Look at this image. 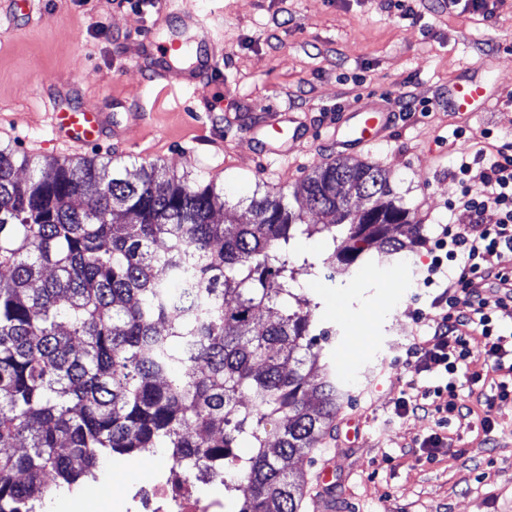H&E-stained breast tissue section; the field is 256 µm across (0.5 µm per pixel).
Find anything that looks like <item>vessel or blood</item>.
I'll use <instances>...</instances> for the list:
<instances>
[{
    "label": "vessel or blood",
    "instance_id": "1",
    "mask_svg": "<svg viewBox=\"0 0 512 512\" xmlns=\"http://www.w3.org/2000/svg\"><path fill=\"white\" fill-rule=\"evenodd\" d=\"M197 74L184 76L180 66L154 69L150 78L165 83L167 88L200 91L216 67V58L210 51L197 56ZM490 98L483 86L472 84L455 87L452 107L458 115L471 116L476 109H488ZM351 135L345 139L346 145L366 147L379 140L389 129L391 112L388 107L358 103L350 106ZM52 141L64 156L81 155L89 146L103 138L112 136V123L109 118L97 112L78 110H56L46 115Z\"/></svg>",
    "mask_w": 512,
    "mask_h": 512
}]
</instances>
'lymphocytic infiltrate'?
I'll return each mask as SVG.
<instances>
[{
	"label": "lymphocytic infiltrate",
	"mask_w": 512,
	"mask_h": 512,
	"mask_svg": "<svg viewBox=\"0 0 512 512\" xmlns=\"http://www.w3.org/2000/svg\"><path fill=\"white\" fill-rule=\"evenodd\" d=\"M474 171L479 174L475 180L470 177ZM454 175L461 184L457 205L473 221L441 225L426 241L431 262L425 281L439 283L431 305L443 314L410 350L418 372L438 370L436 384L424 387L421 396L435 398V412L450 418L465 407L461 390L483 379L469 369L468 339L475 333L485 339V355L499 374L494 399L512 398V365L505 363L512 357V330L503 324L512 318V289L505 285L512 275V142L461 156ZM454 260L459 267L452 274L448 264Z\"/></svg>",
	"instance_id": "1"
}]
</instances>
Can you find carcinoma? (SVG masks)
Returning a JSON list of instances; mask_svg holds the SVG:
<instances>
[{"mask_svg": "<svg viewBox=\"0 0 512 512\" xmlns=\"http://www.w3.org/2000/svg\"><path fill=\"white\" fill-rule=\"evenodd\" d=\"M248 208L239 223L213 180L156 163L132 175L110 157L0 145V512H42L45 495L143 448L171 449L186 481L228 476L239 512H301L291 463L343 392L318 363L328 332L298 275L334 280L374 242L399 253L423 227L382 169L340 160L302 194L256 190ZM314 235L323 256L295 252ZM243 437L256 448L245 460Z\"/></svg>", "mask_w": 512, "mask_h": 512, "instance_id": "obj_1", "label": "carcinoma"}]
</instances>
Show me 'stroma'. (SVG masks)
I'll return each mask as SVG.
<instances>
[{"instance_id":"obj_1","label":"stroma","mask_w":512,"mask_h":512,"mask_svg":"<svg viewBox=\"0 0 512 512\" xmlns=\"http://www.w3.org/2000/svg\"><path fill=\"white\" fill-rule=\"evenodd\" d=\"M40 19L0 23V144L52 158L45 115L83 107L112 118L121 135L95 146L129 168L156 162L201 174L224 188L239 222L257 185L301 193L312 168L336 158L385 170L412 207L425 236L439 224L467 225L451 209L460 195L456 158L482 130L512 140V0H484L480 11L441 0H409L400 17L385 0H38ZM222 9L220 72L200 92L150 93L137 58L153 38L179 33L199 41L184 12ZM482 84L493 102L471 118L448 104L457 83ZM388 106L385 138L337 150L336 126L354 103ZM149 112L148 122L134 112ZM421 245L399 255L373 246L368 260L336 280L301 276L317 297L320 363L345 393L322 441L298 467L303 512H512V399L486 405L475 388L471 416L441 425L436 412L399 413L410 382L426 385L406 351L426 328L419 312L440 316L421 273ZM356 419L362 433L345 436ZM491 432H484L483 423ZM444 439L427 455L422 440ZM336 486L320 491L324 464ZM167 449L146 448L103 460L94 487L45 499L43 512H143L156 480L170 477Z\"/></svg>"}]
</instances>
